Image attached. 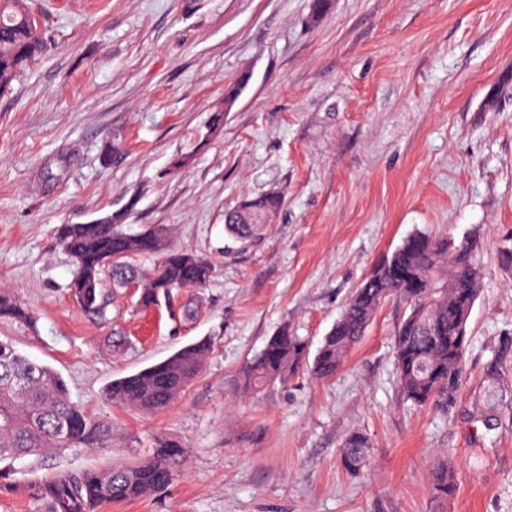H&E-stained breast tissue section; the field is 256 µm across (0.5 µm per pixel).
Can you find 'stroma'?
I'll return each instance as SVG.
<instances>
[{
  "label": "stroma",
  "mask_w": 512,
  "mask_h": 512,
  "mask_svg": "<svg viewBox=\"0 0 512 512\" xmlns=\"http://www.w3.org/2000/svg\"><path fill=\"white\" fill-rule=\"evenodd\" d=\"M29 0L51 40L0 93V287L33 315L0 340L58 372L112 446L17 464L0 512H50L26 487L58 470L185 457L173 482L98 512H512V0ZM248 82L232 110L224 91ZM224 120L212 124L216 111ZM283 199L261 238L228 244L243 199ZM112 213L166 226L203 256L206 287L85 312L62 224ZM478 235L467 378L452 411L403 399L393 354L403 306L376 314L329 380L301 371L243 393L238 376L283 326L312 347L355 288L410 234ZM193 301L187 320L175 310ZM207 340L201 372L166 408L105 400L112 380ZM499 361L494 430L481 421ZM363 433L367 466L343 442ZM448 461L456 489L434 499ZM367 438L361 433L350 434L344 443L343 463L351 474H357L365 466L369 456Z\"/></svg>",
  "instance_id": "obj_1"
}]
</instances>
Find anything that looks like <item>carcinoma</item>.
<instances>
[{
	"instance_id": "cac0c4a2",
	"label": "carcinoma",
	"mask_w": 512,
	"mask_h": 512,
	"mask_svg": "<svg viewBox=\"0 0 512 512\" xmlns=\"http://www.w3.org/2000/svg\"><path fill=\"white\" fill-rule=\"evenodd\" d=\"M48 38L27 0H0V92L7 90L21 68L45 52ZM281 206L275 195L247 200L225 215L229 237L251 241L259 236L258 217ZM167 229L152 225L129 233L108 214L84 224H63L59 240L72 256L76 273L69 289L88 313L104 318L110 297L104 284L125 288L135 280L134 306L149 309L171 301L173 290L201 288L211 265L185 251L165 250ZM479 240L471 235L456 241L446 234L416 232L386 256L352 292L344 311L324 336L314 358L306 338L284 327L270 337L260 354L239 374V385L255 393L275 380L297 373L306 364L318 379L333 376L350 349L364 335L379 309L394 300L405 306L395 330L394 353L403 397L420 407L452 410L466 377L467 323L478 297L481 267ZM165 251L154 268L142 272L141 255ZM21 324L32 314L9 288H0V318ZM210 344L198 341L168 358L112 381L105 394L116 407L152 413L166 408L199 374ZM498 363L485 374L487 408L496 407ZM112 447V427L70 399L63 378L50 366L22 355L0 340V492L14 490V463L65 451ZM183 456L181 447L159 440L150 454L130 465L102 469L60 470L28 487L31 497L46 501L52 512H96L106 502L135 501L167 486ZM369 456L367 438L350 434L343 463L356 474ZM455 491L448 463L431 477L434 498L446 500Z\"/></svg>"
}]
</instances>
